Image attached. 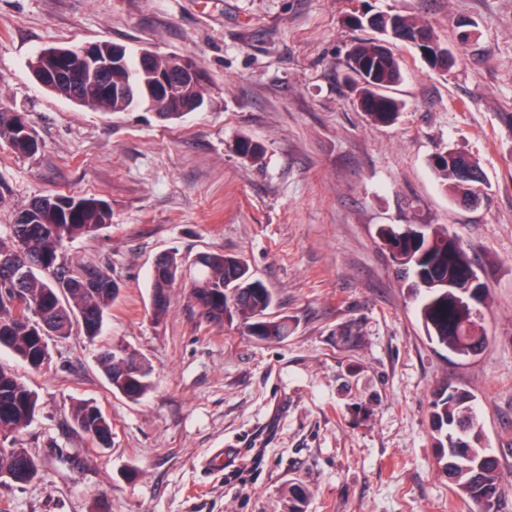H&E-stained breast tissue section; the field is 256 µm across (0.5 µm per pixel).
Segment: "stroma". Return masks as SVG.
I'll return each mask as SVG.
<instances>
[{
    "instance_id": "1",
    "label": "stroma",
    "mask_w": 512,
    "mask_h": 512,
    "mask_svg": "<svg viewBox=\"0 0 512 512\" xmlns=\"http://www.w3.org/2000/svg\"><path fill=\"white\" fill-rule=\"evenodd\" d=\"M358 11L426 22L456 57L445 73L401 47L403 104L389 126L358 108L342 74L364 32ZM185 56L204 104L168 125L140 107L105 114L48 91L29 64L63 43ZM28 114L31 157L0 142V238L47 193L93 195L112 223L66 243L76 267L121 286L102 339L138 352L152 390L113 393L80 329L49 342L27 375L40 409L16 437L40 474L0 484V512H466L435 466L436 385L477 398L489 448L512 473V0H0V109ZM247 136L261 162L234 151ZM480 162L485 186L464 207L431 157ZM443 224L491 288L487 345L463 360L432 344L377 229ZM175 253L181 274L154 320L150 272ZM236 255L287 318L280 341L240 322L210 323L190 295L198 259ZM96 403L112 444L71 421Z\"/></svg>"
}]
</instances>
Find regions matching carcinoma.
I'll list each match as a JSON object with an SVG mask.
<instances>
[{
    "instance_id": "obj_1",
    "label": "carcinoma",
    "mask_w": 512,
    "mask_h": 512,
    "mask_svg": "<svg viewBox=\"0 0 512 512\" xmlns=\"http://www.w3.org/2000/svg\"><path fill=\"white\" fill-rule=\"evenodd\" d=\"M388 17L380 37L353 43L344 63L345 79L358 106L376 125L394 123L402 110V103L389 94L403 77L402 61L391 46L400 43L424 54L433 70L447 71L454 63L451 51L428 25L401 13ZM53 50L55 54L49 57L35 56L31 69L50 92L78 106L102 113L147 106L157 110L159 121L172 124L185 116L183 109L191 101L204 99L202 76L190 59L155 55L141 61L139 55L127 51L111 74L89 81L84 76L88 59L77 48L55 46ZM130 82L137 85L140 97H117V88ZM16 118L13 122L0 111V140L17 155L33 156L41 143L29 119L21 112ZM236 151L251 162L264 155L263 145L249 137L237 141ZM459 159L460 151L446 149L435 153L430 165L456 200L476 205L483 180L462 177ZM111 223L112 210L105 201L86 195H41L17 213L10 238L0 239V258L11 261L10 266L0 267V277L15 267L23 271V278L17 295L0 289V350H8L29 370L39 372L50 366L51 337L69 335L74 322L82 323L89 342H96L120 287L101 269L74 270L63 259V247L72 239L94 236ZM379 238L417 303L428 340L457 353L465 329H483L484 309L490 303L489 286L478 288L470 282L474 265L461 239L438 224L384 225ZM198 264L191 295L206 321L239 320L250 335L264 341L288 336V320L269 316L272 292L252 279L243 259L213 253L202 256ZM178 273L174 254H164L154 263L152 313L157 320L166 313ZM469 292L478 293L471 308L462 306L460 300ZM98 362L112 392L138 400L151 391V367L123 344L101 349ZM37 407V396L23 377L0 366V432L20 433L32 423ZM72 421L98 447L108 446L112 423L97 405L76 402ZM430 424L440 448L437 464L468 512H482L491 492L503 498L512 480L498 457L484 446L475 395L451 383L437 388L430 401ZM460 442L474 451L472 458L463 461L451 452ZM35 463L25 448L0 446V483L21 487L31 482L39 473Z\"/></svg>"
}]
</instances>
